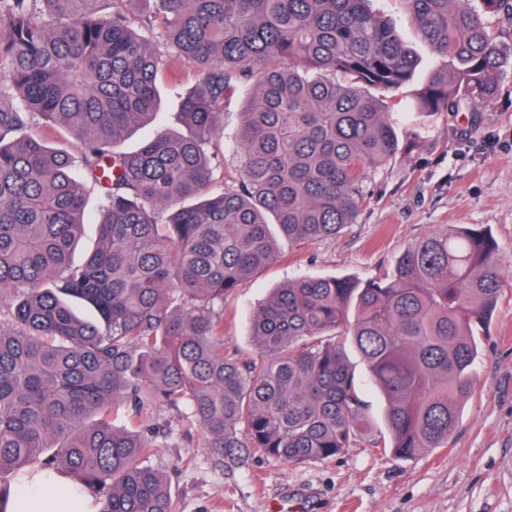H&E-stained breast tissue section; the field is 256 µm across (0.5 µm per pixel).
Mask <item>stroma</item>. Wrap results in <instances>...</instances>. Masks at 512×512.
I'll use <instances>...</instances> for the list:
<instances>
[{
  "label": "stroma",
  "mask_w": 512,
  "mask_h": 512,
  "mask_svg": "<svg viewBox=\"0 0 512 512\" xmlns=\"http://www.w3.org/2000/svg\"><path fill=\"white\" fill-rule=\"evenodd\" d=\"M370 7L394 24L423 66L434 63L404 0H371ZM196 82L187 68L175 84H163L156 120L125 139L123 150L137 149L148 134L182 131L183 95ZM254 94L249 81L224 103L225 173L238 166L233 148ZM428 123V138L372 173L356 224L296 252L280 245L278 259L227 299L226 352L255 355L254 312L273 288L296 276H384L410 245L451 224L490 228L512 255V66L491 103L476 112H440ZM502 278L474 364L478 385L448 447L408 460L360 444L319 462L287 464L254 454L221 462L195 429L189 438H168L150 457L178 512H512V266Z\"/></svg>",
  "instance_id": "obj_1"
}]
</instances>
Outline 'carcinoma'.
<instances>
[{"instance_id":"1","label":"carcinoma","mask_w":512,"mask_h":512,"mask_svg":"<svg viewBox=\"0 0 512 512\" xmlns=\"http://www.w3.org/2000/svg\"><path fill=\"white\" fill-rule=\"evenodd\" d=\"M136 2L0 0V512L29 499L12 481L33 472L67 481L74 512L90 497L176 512L149 457L184 423L220 461L448 447L512 261L486 228L428 236L365 282L291 279L255 315L258 354L224 353V301L276 259L277 237L305 247L356 223L371 171L403 146L375 92L413 85L417 55L369 0ZM404 2L439 60L408 104L422 137L433 114L493 101L505 61L487 18L511 21L512 0ZM185 67L186 132L117 150ZM247 80L238 175L219 186L211 147ZM31 118L76 151L26 132ZM90 184L97 241L76 265ZM348 343L387 400L386 436H365Z\"/></svg>"}]
</instances>
